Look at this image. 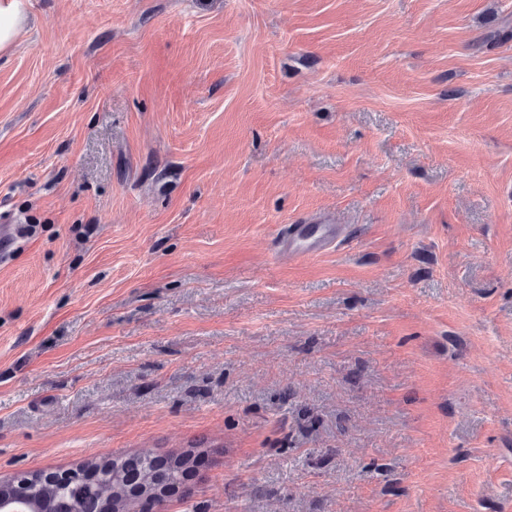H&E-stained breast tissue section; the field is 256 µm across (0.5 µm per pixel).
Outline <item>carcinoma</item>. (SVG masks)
<instances>
[{
    "mask_svg": "<svg viewBox=\"0 0 512 512\" xmlns=\"http://www.w3.org/2000/svg\"><path fill=\"white\" fill-rule=\"evenodd\" d=\"M198 454V449L190 448L167 455L142 452L132 458H92L83 465V469L93 470L95 476L86 485L90 502L82 501L80 506L84 509L91 506L94 512H130L141 500L155 498L162 490L172 491L182 485ZM19 494L29 496L38 508L75 496L71 481L41 472L23 475L0 487V498Z\"/></svg>",
    "mask_w": 512,
    "mask_h": 512,
    "instance_id": "1",
    "label": "carcinoma"
}]
</instances>
